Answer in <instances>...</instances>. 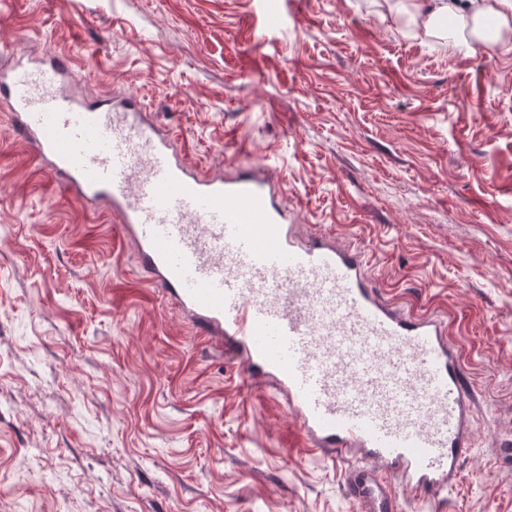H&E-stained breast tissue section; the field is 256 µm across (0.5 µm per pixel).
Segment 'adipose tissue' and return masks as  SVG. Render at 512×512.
<instances>
[{
    "instance_id": "obj_1",
    "label": "adipose tissue",
    "mask_w": 512,
    "mask_h": 512,
    "mask_svg": "<svg viewBox=\"0 0 512 512\" xmlns=\"http://www.w3.org/2000/svg\"><path fill=\"white\" fill-rule=\"evenodd\" d=\"M381 15L401 34L442 40L453 55L512 56V0H383Z\"/></svg>"
}]
</instances>
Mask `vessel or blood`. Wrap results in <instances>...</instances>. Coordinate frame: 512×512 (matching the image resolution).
I'll use <instances>...</instances> for the list:
<instances>
[{"label": "vessel or blood", "instance_id": "obj_1", "mask_svg": "<svg viewBox=\"0 0 512 512\" xmlns=\"http://www.w3.org/2000/svg\"><path fill=\"white\" fill-rule=\"evenodd\" d=\"M0 67L24 141L84 207L105 208L160 288L246 384L283 395L307 455L340 466L358 512L445 500L471 447L478 402L445 322L368 288L363 255L287 225L280 180L194 172L179 136L140 102L76 96L72 62Z\"/></svg>", "mask_w": 512, "mask_h": 512}]
</instances>
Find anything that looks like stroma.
I'll use <instances>...</instances> for the list:
<instances>
[{
	"mask_svg": "<svg viewBox=\"0 0 512 512\" xmlns=\"http://www.w3.org/2000/svg\"><path fill=\"white\" fill-rule=\"evenodd\" d=\"M46 49L196 170L283 180L293 223L444 317L480 408L437 512H512V59L400 36L371 0H0V65ZM305 445L0 100V512H356Z\"/></svg>",
	"mask_w": 512,
	"mask_h": 512,
	"instance_id": "1",
	"label": "stroma"
}]
</instances>
